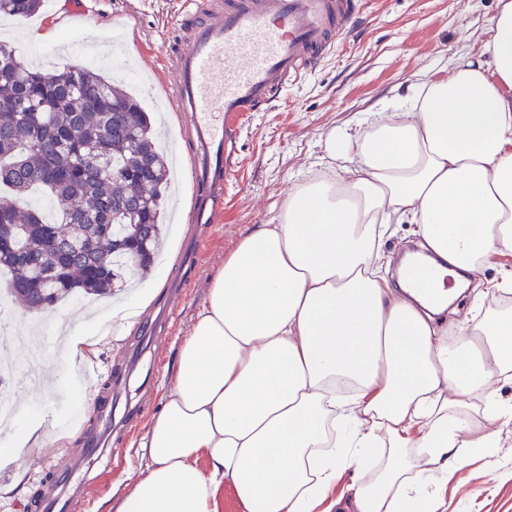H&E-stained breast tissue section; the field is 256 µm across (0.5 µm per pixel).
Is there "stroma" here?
Returning a JSON list of instances; mask_svg holds the SVG:
<instances>
[{
  "label": "stroma",
  "instance_id": "obj_1",
  "mask_svg": "<svg viewBox=\"0 0 512 512\" xmlns=\"http://www.w3.org/2000/svg\"><path fill=\"white\" fill-rule=\"evenodd\" d=\"M88 8L83 24H75L67 0L36 15L0 28L6 33H29L19 40L18 56L30 50H49L54 39L38 34L54 27L56 37L68 36L88 47L112 34V18L128 13L136 27L127 38L137 39L135 55L139 71L157 82L168 23L182 0H84ZM498 0H362L355 26L344 41L300 84L288 89L268 110L254 112L241 121L240 138L232 159L234 178L224 195L223 213L204 246L198 266L187 283L179 306L173 311L160 348L147 352L141 370L155 368L149 385L133 383L128 394L139 403L137 417L127 431L112 439V461L100 480L91 486L83 512H106L104 502L121 493L130 478L146 470L148 459L136 448L170 387L169 365L189 335L202 307L209 282L225 257L234 249L240 233L255 224H271L289 188L316 172L338 170L343 161L332 158L326 136L363 122L368 113L384 105L408 102L411 86L440 68L450 66L462 53L477 52L479 44L461 38L462 28L483 32ZM164 243L160 262L141 275L137 289L116 284L111 295L88 300L71 297L53 311H32L8 301L5 312L26 333L33 335L24 363L15 365L7 384H0V401L18 398L29 406L31 419L50 415L67 447L81 445L78 423L93 424V405L99 384L81 377L67 352L47 343L61 313L90 320L109 316L113 305L134 302L141 290L166 280L173 262L172 250L190 235L189 226L177 214L164 213ZM471 463L454 473L443 493L445 512H512V425L502 428L493 448L473 449ZM41 479L25 459L0 464V502L9 512H34L32 502Z\"/></svg>",
  "mask_w": 512,
  "mask_h": 512
}]
</instances>
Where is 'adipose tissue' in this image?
<instances>
[{
  "label": "adipose tissue",
  "instance_id": "obj_1",
  "mask_svg": "<svg viewBox=\"0 0 512 512\" xmlns=\"http://www.w3.org/2000/svg\"><path fill=\"white\" fill-rule=\"evenodd\" d=\"M327 146L347 165L290 187L276 223L244 230L211 278L139 443L150 464L114 512H221L226 493L240 512H441L449 473L512 424L493 391L512 376V276L485 282L483 316L445 325L381 249L405 221L443 275L512 255V0L478 53ZM149 301L73 318L66 350L96 356Z\"/></svg>",
  "mask_w": 512,
  "mask_h": 512
}]
</instances>
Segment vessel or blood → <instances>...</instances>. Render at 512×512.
<instances>
[{"instance_id": "vessel-or-blood-1", "label": "vessel or blood", "mask_w": 512, "mask_h": 512, "mask_svg": "<svg viewBox=\"0 0 512 512\" xmlns=\"http://www.w3.org/2000/svg\"><path fill=\"white\" fill-rule=\"evenodd\" d=\"M360 0H185L163 57L162 91L181 122L178 153L191 169L183 224H211L232 180L240 120L265 111L302 80L350 29ZM99 435L83 454L58 462L52 447L30 455L58 490L38 512H74L85 499V458L106 456Z\"/></svg>"}]
</instances>
